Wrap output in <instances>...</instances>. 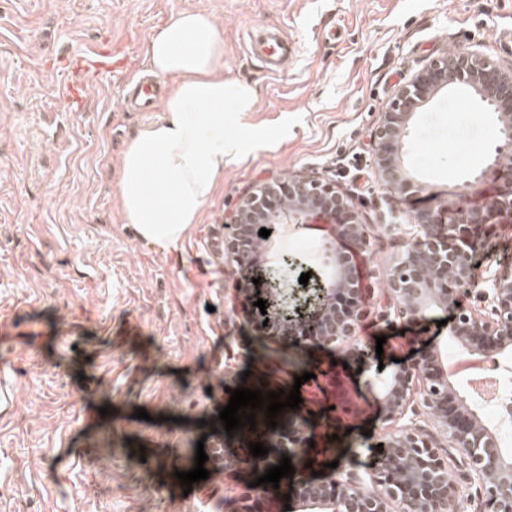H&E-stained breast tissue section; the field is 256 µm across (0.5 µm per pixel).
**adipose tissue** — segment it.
I'll return each mask as SVG.
<instances>
[{"label": "adipose tissue", "instance_id": "ef3b65f1", "mask_svg": "<svg viewBox=\"0 0 512 512\" xmlns=\"http://www.w3.org/2000/svg\"><path fill=\"white\" fill-rule=\"evenodd\" d=\"M153 73L170 79L158 120L137 131L120 163L118 197L127 223L163 251L178 249L197 223L227 164L256 148L240 133L224 134V106L252 110L253 87L224 79V38L213 17L184 10L150 37Z\"/></svg>", "mask_w": 512, "mask_h": 512}]
</instances>
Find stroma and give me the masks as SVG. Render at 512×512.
I'll list each match as a JSON object with an SVG mask.
<instances>
[{"instance_id": "obj_1", "label": "stroma", "mask_w": 512, "mask_h": 512, "mask_svg": "<svg viewBox=\"0 0 512 512\" xmlns=\"http://www.w3.org/2000/svg\"><path fill=\"white\" fill-rule=\"evenodd\" d=\"M201 10L224 36V77L253 86L245 121L224 133L258 143L224 169L181 250L149 245L118 200L121 157L152 118L121 108L126 76L103 77L81 111L66 101L58 55L112 41L130 71L147 68V43L171 15ZM281 27L298 53L264 71L245 47L249 30ZM460 48L512 65V0H0V317L23 331L0 345V512H241L260 459H247L184 492L174 472L195 462L203 435L244 371L265 369L271 388L299 385L321 435L334 408L343 468L369 471L395 430L384 420L377 371L418 361L427 348L462 395L480 355L451 338L455 300L406 322L376 304L413 236L410 198L379 182L371 137L395 89L431 59ZM493 116L464 90L440 91L419 112L405 147L415 177L439 202L486 163ZM307 175L340 187L358 208L369 246L359 267L366 317L357 340L369 357L265 336L235 297L238 276L207 243L256 187ZM472 263L475 282L512 264V213L497 215ZM71 333H60L61 324ZM382 355H373L378 336ZM111 417H102V407ZM147 418H135L137 409ZM415 424L449 458L461 495L478 486L427 411Z\"/></svg>"}]
</instances>
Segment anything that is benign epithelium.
<instances>
[{"label":"benign epithelium","mask_w":512,"mask_h":512,"mask_svg":"<svg viewBox=\"0 0 512 512\" xmlns=\"http://www.w3.org/2000/svg\"><path fill=\"white\" fill-rule=\"evenodd\" d=\"M447 88L467 90L493 111L499 140L488 169L496 171L499 190L485 207L470 203L481 194L482 171L463 182L448 213L431 206L416 211L417 234L392 266L383 299L399 317L417 321L430 307L454 300L449 284L470 287L471 302L458 311L450 333L465 348L494 359L512 350V265L489 271L484 286L475 288L471 257L483 246L482 230L492 215L512 212V167L505 165L512 158V68L468 49L427 62L397 88L382 113L372 136L374 162L387 190L404 194L414 187L404 145L419 109ZM315 217L332 223L357 250H367L369 240L352 201L331 183L295 176L265 183L242 199L224 238V257L239 273L249 274L258 266L259 251L271 252L265 269L266 313L254 315L268 333L309 340L331 351L349 347L360 352L355 335L366 311L354 255L336 251L332 241L324 243L314 262L318 272L304 286L297 272L309 265L307 257L275 250L285 226L295 229ZM262 228L271 234L259 236ZM438 363L439 354L431 350L418 364L401 367L380 382L385 419L398 424L386 454L366 477L334 468L328 481L299 486L306 512H392L395 506L399 512H465L467 500L449 481L448 462L406 423L416 400L479 481L485 495L480 512H512V455L503 453L498 432L442 377ZM255 420L256 429H268L252 439L269 449L267 466L279 464L284 455L310 451L308 415L280 414L274 429L267 428L264 417Z\"/></svg>","instance_id":"1"}]
</instances>
